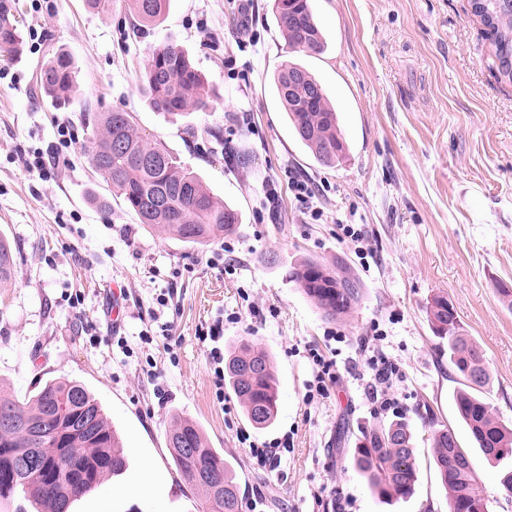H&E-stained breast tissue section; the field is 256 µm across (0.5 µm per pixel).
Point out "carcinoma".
<instances>
[{
  "label": "carcinoma",
  "mask_w": 512,
  "mask_h": 512,
  "mask_svg": "<svg viewBox=\"0 0 512 512\" xmlns=\"http://www.w3.org/2000/svg\"><path fill=\"white\" fill-rule=\"evenodd\" d=\"M170 0H127L129 9L145 26L160 22ZM471 9L485 27L494 51L498 73L512 81V0H471ZM275 16L290 53L316 54L324 41L315 21L311 0H274ZM8 0H0V51L20 55L24 35ZM299 28L288 25V18ZM300 75L303 84L316 89L308 100L288 99V71ZM274 82L295 132L320 163L332 166L342 161L346 144L336 110L320 82L303 66L284 61ZM149 105L167 115L189 114L208 109L211 89L184 49L161 44L153 47L149 63L139 78ZM78 88L77 71L70 54L53 52L37 72L34 91L55 102L71 98ZM89 158L92 166H106L105 182L113 195L134 213L139 223L166 232L186 243H207L233 233L241 223L240 213L219 201L197 173L186 167L165 146L139 135L130 113L103 112L91 118ZM14 260L8 240L0 236V283L11 280ZM288 277L327 318L351 313L359 303L362 288L343 267L306 259L294 264ZM345 287H336V278ZM427 313L433 331L448 344L451 368L464 388L454 402L459 419L471 441L490 463L512 455V427L506 425L484 397L488 384L485 358L479 345L464 335L458 315L445 296L433 298ZM227 384L240 400L245 419L257 428L271 425L278 412L277 377L271 354L253 343L232 347L224 364ZM41 421L54 436L38 444L44 461L67 459L79 474L93 470L83 490L67 489L39 468L16 474L15 453L32 447L22 423ZM361 437L352 456L353 469L370 491L382 500L412 495L417 481L415 442L408 423L392 420L360 429ZM167 443L177 470L192 487L201 491L206 512H242L236 474L219 449L212 447L197 423L179 419L169 427ZM116 431L102 406L80 382L69 379L45 384L32 396L20 397L0 391V503L10 504L16 494L34 505L35 512H57V501H72L126 467L118 451ZM434 462L448 494L449 512H490L494 499L476 478L469 452L447 427L433 435ZM212 470L224 476V496L211 495L201 482Z\"/></svg>",
  "instance_id": "obj_1"
}]
</instances>
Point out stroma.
I'll list each match as a JSON object with an SVG mask.
<instances>
[{
	"mask_svg": "<svg viewBox=\"0 0 512 512\" xmlns=\"http://www.w3.org/2000/svg\"><path fill=\"white\" fill-rule=\"evenodd\" d=\"M15 4L24 52H0V235L15 253L13 277L0 284V386L24 395L81 381L127 459L69 512H202L167 447L176 417L195 421L232 461L243 512H448L432 448L442 426L470 449L492 512H512L500 467L473 450L456 416L460 379L427 314L447 296L484 351L488 402L511 423L512 302L499 289L512 288V82L499 76L469 0H313L327 43L316 55L287 54L273 0H170L148 28L125 0L105 10L85 0ZM161 43L187 50L212 81L208 110L172 119L149 108L138 76ZM57 48L78 71L79 91L63 107L30 94ZM287 60L316 77L338 112L348 151L336 166L319 164L286 120L274 76ZM115 109L240 212L233 234L184 243L145 228L111 196L85 147L88 113ZM61 124L71 147L46 176L30 174L25 159L56 142ZM296 178L316 187L312 204L296 198ZM93 194L108 206L92 205ZM349 224L362 245L347 237ZM305 259L361 282L349 316L325 319L290 281L289 267ZM221 314L224 347L249 341L275 361L278 414L267 428L245 420L232 391L216 393L199 333ZM166 323L173 339L161 334ZM313 350L335 361L336 378L310 402ZM373 356L397 368L394 410L373 411L366 398ZM396 417L414 433L417 482L412 496L385 502L351 459L361 426ZM243 433L288 445L265 462ZM149 463L154 480L135 493Z\"/></svg>",
	"mask_w": 512,
	"mask_h": 512,
	"instance_id": "stroma-1",
	"label": "stroma"
}]
</instances>
